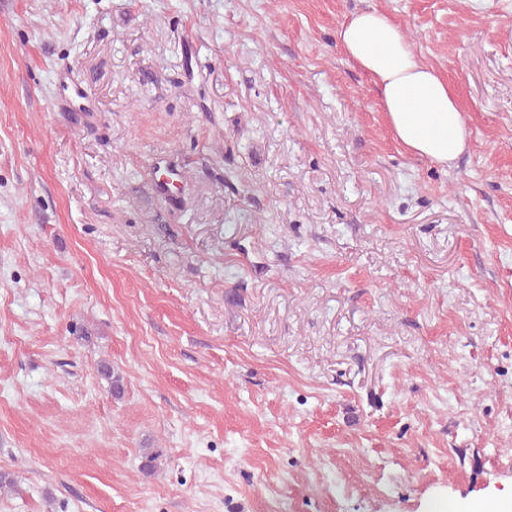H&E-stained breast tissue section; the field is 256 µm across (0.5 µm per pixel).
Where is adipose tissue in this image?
<instances>
[{"label": "adipose tissue", "instance_id": "obj_1", "mask_svg": "<svg viewBox=\"0 0 512 512\" xmlns=\"http://www.w3.org/2000/svg\"><path fill=\"white\" fill-rule=\"evenodd\" d=\"M339 38L379 87L388 126L409 152L440 165L464 152L468 132L454 91L419 60L397 25L364 10L343 24Z\"/></svg>", "mask_w": 512, "mask_h": 512}]
</instances>
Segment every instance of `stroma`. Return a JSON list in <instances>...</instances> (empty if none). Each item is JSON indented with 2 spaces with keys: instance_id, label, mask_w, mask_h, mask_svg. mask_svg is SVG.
<instances>
[{
  "instance_id": "35a3bbf8",
  "label": "stroma",
  "mask_w": 512,
  "mask_h": 512,
  "mask_svg": "<svg viewBox=\"0 0 512 512\" xmlns=\"http://www.w3.org/2000/svg\"><path fill=\"white\" fill-rule=\"evenodd\" d=\"M367 8L454 88L451 165L344 54ZM0 473V512H512V0H0Z\"/></svg>"
}]
</instances>
